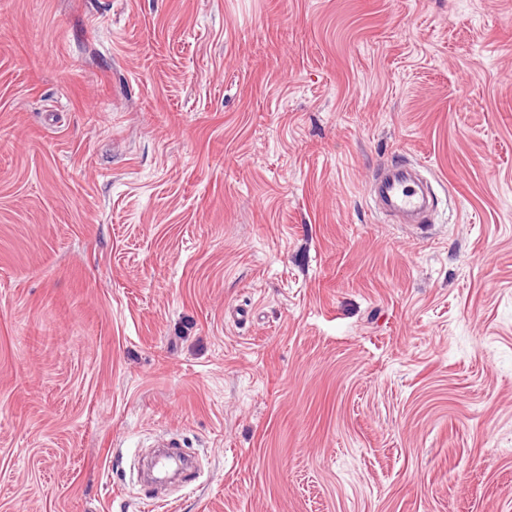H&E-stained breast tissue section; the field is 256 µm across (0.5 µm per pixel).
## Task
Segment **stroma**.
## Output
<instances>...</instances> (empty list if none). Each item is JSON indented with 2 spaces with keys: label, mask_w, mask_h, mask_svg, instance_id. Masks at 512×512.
<instances>
[{
  "label": "stroma",
  "mask_w": 512,
  "mask_h": 512,
  "mask_svg": "<svg viewBox=\"0 0 512 512\" xmlns=\"http://www.w3.org/2000/svg\"><path fill=\"white\" fill-rule=\"evenodd\" d=\"M0 512H512V0H0ZM375 191L385 200L392 214L420 213L426 208V198L422 196L419 183L397 168L379 172Z\"/></svg>",
  "instance_id": "stroma-1"
}]
</instances>
